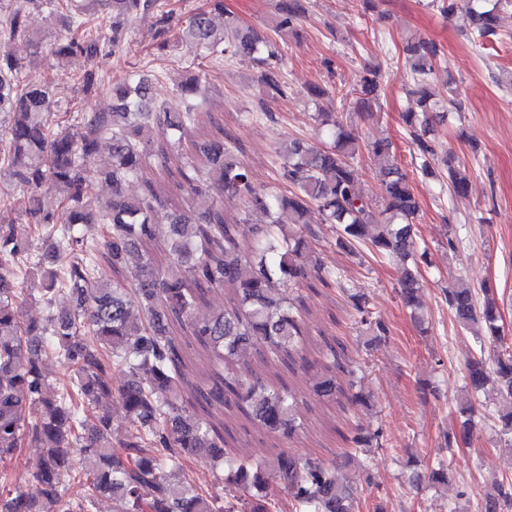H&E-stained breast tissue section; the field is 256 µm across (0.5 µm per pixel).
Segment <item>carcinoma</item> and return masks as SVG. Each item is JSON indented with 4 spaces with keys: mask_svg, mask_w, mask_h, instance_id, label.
<instances>
[{
    "mask_svg": "<svg viewBox=\"0 0 512 512\" xmlns=\"http://www.w3.org/2000/svg\"><path fill=\"white\" fill-rule=\"evenodd\" d=\"M112 51L140 14L156 15L154 40L169 44L173 11L163 0H110ZM466 0L470 33L497 35L495 10ZM49 13H65L68 34L57 41L58 62L100 53V41L82 15L86 0H39ZM273 32H295L308 13V0H279ZM225 16L216 29L214 14ZM4 38L30 40L25 5H16L0 22ZM183 37L211 56L219 67L226 60L248 58L260 67L265 95H286L277 41L261 43L224 10L223 0H210L186 21ZM417 109L403 114L423 158L421 170L435 175L428 157L434 147L424 139L432 122L452 107L454 98L434 101L425 86L435 70L438 49L421 37L405 47ZM22 59L0 50V161L5 172L29 190L31 224L20 229L0 199V462L18 456L26 445L42 449L31 484L15 486L0 496V512H95L98 496L112 495L114 512H272L270 482L279 484L294 502L295 512H356L352 486L336 467L293 452H280L270 462L231 453L233 437L225 418L258 421L271 433L290 438L301 429L295 391L279 385L278 370L296 374L320 370L314 394L322 403L364 404L367 396L350 392L341 377L355 373L357 361L337 337H322L309 359L304 329V263L319 224L335 228L336 246L356 253L367 244L402 263L398 293L408 306L418 305L421 287L419 254L413 220L420 205L408 176L392 160L388 140L364 144L343 118L320 106L333 92L320 84L306 87L318 106L314 120L332 143L317 146L301 138L288 141L278 180L290 186L278 195L253 185L249 170L236 158L238 147L222 137L202 140L196 129L202 103L196 100L200 76L192 75L179 92L163 98L147 74L114 85L92 70L82 78L86 94L112 90V110L90 112L79 125L52 112V83L29 82ZM378 67L360 76L359 103L371 110L378 91ZM367 149L384 160L382 207L359 191L352 159ZM106 151L112 159L105 172L93 162ZM448 188L467 193L468 167L451 150L441 158ZM154 169L160 181H147L141 193L128 195L126 184ZM112 184L107 200L89 192L93 179ZM239 196L245 211L227 215L212 191ZM53 193L59 208L48 210L42 197ZM268 217V224L248 226V210ZM42 241V251L31 240ZM140 262L132 266L129 256ZM104 265L112 280L89 292L86 285ZM27 288H22V283ZM226 291L224 307L200 314L206 292ZM63 292L71 307L54 312ZM36 298L47 308L44 320L22 318L14 308L20 296ZM483 303L467 284L446 290L445 301L455 323L478 339L503 338L499 303L484 288ZM260 344L253 362L241 353ZM205 356L206 383L187 373L189 350ZM52 355L68 371L55 388L44 374V357ZM130 376L117 390L112 373ZM509 399L500 416L501 434L512 436V346L492 362L473 357L465 364V389L477 394L489 381ZM118 394L131 420L126 436L112 431L109 412L100 409L87 425V408ZM445 435L448 447L466 443L473 434V411ZM350 447L363 451L378 444L379 433L341 432ZM223 457L228 497L220 503L186 475L179 462L196 457ZM481 512H512V486L500 485L487 496Z\"/></svg>",
    "mask_w": 512,
    "mask_h": 512,
    "instance_id": "cac0c4a2",
    "label": "carcinoma"
}]
</instances>
